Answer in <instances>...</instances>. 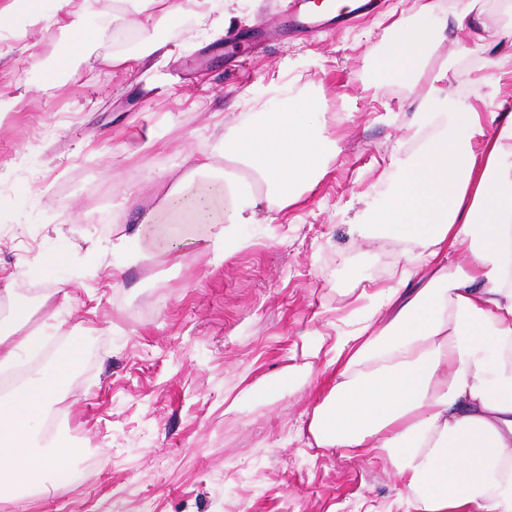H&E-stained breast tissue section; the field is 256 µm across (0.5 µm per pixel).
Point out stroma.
Returning a JSON list of instances; mask_svg holds the SVG:
<instances>
[{
	"mask_svg": "<svg viewBox=\"0 0 512 512\" xmlns=\"http://www.w3.org/2000/svg\"><path fill=\"white\" fill-rule=\"evenodd\" d=\"M176 2L163 50L145 59L128 0H91L86 25L104 32L94 41L39 39L21 11L0 29V100L15 103L0 122V276L16 275L30 326L52 324L47 354L81 348L53 411L63 442L95 453L78 481L0 498V512H404L388 461L313 446L301 429L328 393L333 348L361 319V292L393 283L407 249L352 232L413 143V94L376 63L392 14L435 31L442 58L512 19L480 0L463 29L441 34L459 0H373L346 30L306 34L289 31L288 0H235L217 38L195 0ZM66 52L76 77L56 67ZM119 56L132 69L113 66ZM310 93L336 148L300 204L243 226L249 245L226 260L192 243L109 278L103 244L133 233L190 152ZM49 251L65 263L46 267ZM314 350L308 379L283 377Z\"/></svg>",
	"mask_w": 512,
	"mask_h": 512,
	"instance_id": "1",
	"label": "stroma"
}]
</instances>
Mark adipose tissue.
<instances>
[{
    "instance_id": "1",
    "label": "adipose tissue",
    "mask_w": 512,
    "mask_h": 512,
    "mask_svg": "<svg viewBox=\"0 0 512 512\" xmlns=\"http://www.w3.org/2000/svg\"><path fill=\"white\" fill-rule=\"evenodd\" d=\"M17 5L42 36L81 27L74 0H7L0 28ZM433 39L427 30L396 27L379 61L388 77L410 82L414 124L431 135L399 161L386 196L354 226L359 236L390 235L418 253L395 284L367 294L361 326L329 361V393L313 407L307 431L319 448L385 452L408 489L407 512H512V113H491L493 136L476 115L460 131L448 61L434 57ZM456 53L481 58L473 93L511 81L512 23L473 30ZM322 103L317 95L291 100L219 145L189 153L133 236L113 240V254L126 265L147 259L128 240L146 238L179 207L201 223L216 257L227 259L245 244L241 226L299 204L317 185L332 147L319 121ZM220 159L218 184L209 175ZM28 321L20 307L0 324L1 371L40 347L44 329ZM79 356L73 347L31 366L0 399V454L11 460L0 470L1 492L46 490L44 474L65 469L67 446L43 456L31 444Z\"/></svg>"
}]
</instances>
